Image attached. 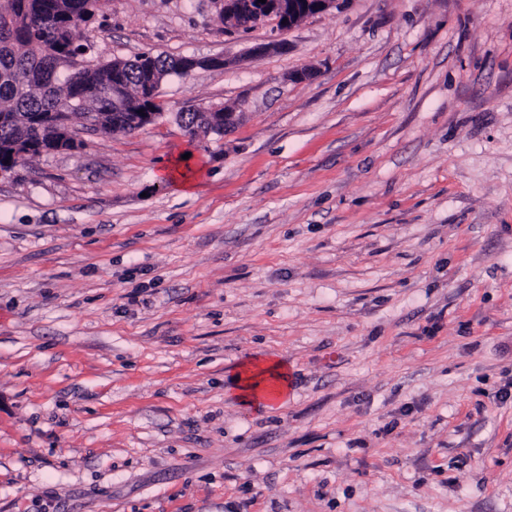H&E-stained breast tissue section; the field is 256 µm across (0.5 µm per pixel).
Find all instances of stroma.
Masks as SVG:
<instances>
[{"label":"stroma","instance_id":"1","mask_svg":"<svg viewBox=\"0 0 512 512\" xmlns=\"http://www.w3.org/2000/svg\"><path fill=\"white\" fill-rule=\"evenodd\" d=\"M84 36L227 64L0 180V512H512V0H104ZM301 0H211L218 16L227 18L224 24L231 30H245L263 25L273 20L282 29L291 28L299 21L309 17L307 4ZM140 107L150 108L153 112L142 108H138L133 112H125V126L128 131L134 132L144 127L154 125L165 115V113L162 112V108L159 104H153L149 101H144L143 104L141 103ZM139 110H143V113H139ZM198 110H188V112L178 113L177 117L185 128L195 126L198 119ZM202 118L201 128L195 127L192 131L195 138L208 137L210 135L224 136L228 131H231L238 123L239 112L233 109L224 107V105H211L206 108L204 112H199ZM183 120V122H182ZM274 381L277 394L281 395L288 385V372L278 363H272L266 367L246 368L244 375L239 374L237 385L240 390V398L244 403L263 397L269 399L268 382Z\"/></svg>","mask_w":512,"mask_h":512}]
</instances>
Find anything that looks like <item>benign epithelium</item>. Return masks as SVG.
<instances>
[{
    "label": "benign epithelium",
    "instance_id": "1",
    "mask_svg": "<svg viewBox=\"0 0 512 512\" xmlns=\"http://www.w3.org/2000/svg\"><path fill=\"white\" fill-rule=\"evenodd\" d=\"M217 14L226 19L225 27L231 30H245L263 25L273 20L281 28H291L299 21L309 17L308 5L300 0H211ZM202 125L193 129L194 137L222 136L238 123V112L222 105H212L201 113ZM164 117L162 112L134 110L126 113L127 130L136 131L154 125ZM49 127L54 135L48 139H39V149L43 152L74 150L78 147V138L68 112H57L50 119L33 124V131L43 135Z\"/></svg>",
    "mask_w": 512,
    "mask_h": 512
}]
</instances>
